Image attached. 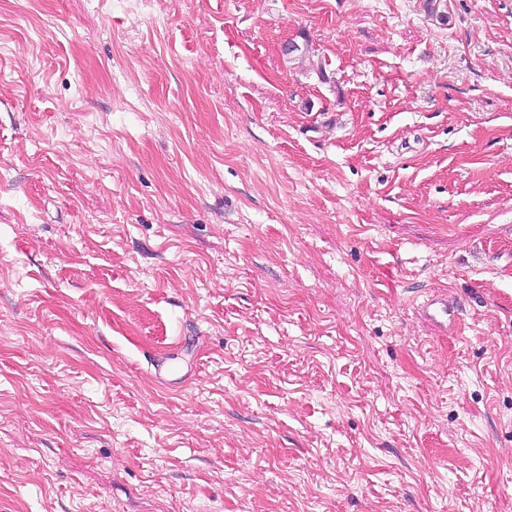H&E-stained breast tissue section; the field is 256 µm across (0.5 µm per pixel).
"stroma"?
Listing matches in <instances>:
<instances>
[{
	"label": "stroma",
	"mask_w": 512,
	"mask_h": 512,
	"mask_svg": "<svg viewBox=\"0 0 512 512\" xmlns=\"http://www.w3.org/2000/svg\"><path fill=\"white\" fill-rule=\"evenodd\" d=\"M447 3L0 0V512H512V0ZM422 307L426 315L441 323L445 329H448V324L451 325L456 321L458 315L457 302L448 298L447 294H433L427 297Z\"/></svg>",
	"instance_id": "stroma-1"
}]
</instances>
